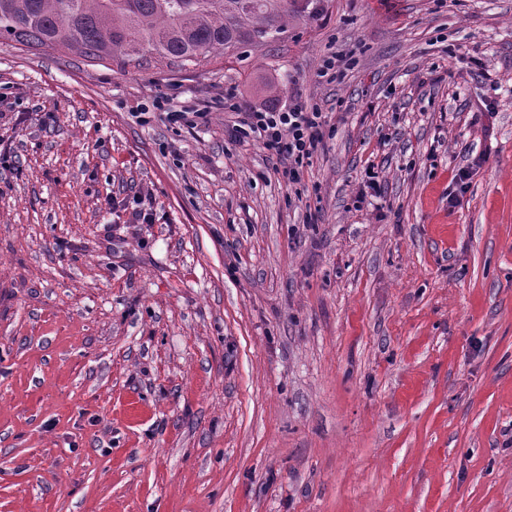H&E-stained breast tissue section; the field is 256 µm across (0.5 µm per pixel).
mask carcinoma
Masks as SVG:
<instances>
[{
	"label": "carcinoma",
	"mask_w": 512,
	"mask_h": 512,
	"mask_svg": "<svg viewBox=\"0 0 512 512\" xmlns=\"http://www.w3.org/2000/svg\"><path fill=\"white\" fill-rule=\"evenodd\" d=\"M322 0H0V36L27 47L62 46L86 62L206 65L266 50Z\"/></svg>",
	"instance_id": "cac0c4a2"
}]
</instances>
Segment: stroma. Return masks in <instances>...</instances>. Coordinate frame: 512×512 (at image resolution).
Here are the masks:
<instances>
[{
  "label": "stroma",
  "mask_w": 512,
  "mask_h": 512,
  "mask_svg": "<svg viewBox=\"0 0 512 512\" xmlns=\"http://www.w3.org/2000/svg\"><path fill=\"white\" fill-rule=\"evenodd\" d=\"M297 97L289 188L228 107ZM0 156V512H512V0H327L230 79L0 38ZM467 154L470 157V159H469L470 162L467 164V166L461 167L457 170L456 191H451L448 193V205H449V207H452V208L456 207L459 202L458 192L464 186L465 181L471 177L472 173L474 171H476V169L480 168L488 160V155L485 154V152L479 153L475 156L472 155L473 152L469 153V151H468Z\"/></svg>",
  "instance_id": "35a3bbf8"
}]
</instances>
